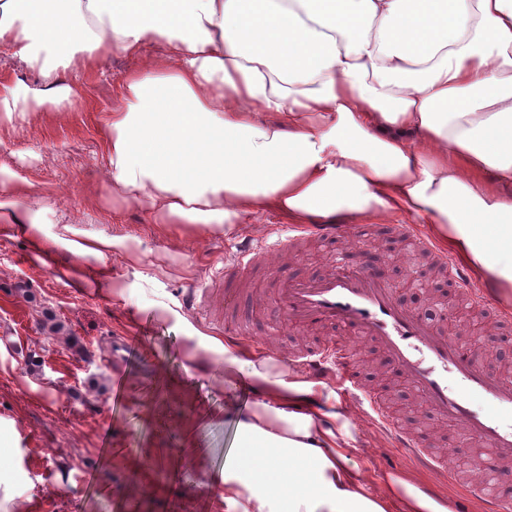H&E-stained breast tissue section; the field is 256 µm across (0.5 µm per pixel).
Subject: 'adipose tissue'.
Returning <instances> with one entry per match:
<instances>
[{"label": "adipose tissue", "instance_id": "adipose-tissue-1", "mask_svg": "<svg viewBox=\"0 0 512 512\" xmlns=\"http://www.w3.org/2000/svg\"><path fill=\"white\" fill-rule=\"evenodd\" d=\"M159 43L102 121L116 203L156 224L232 230L273 209L294 222L425 217L476 277L512 298V0H0V47L46 81L0 90V122L67 112L61 78ZM24 180L0 170V222L44 266L112 287L123 237L43 233ZM80 264H59V251ZM247 373L228 403L224 512H448L407 472L372 477L334 391L267 354L199 337Z\"/></svg>", "mask_w": 512, "mask_h": 512}]
</instances>
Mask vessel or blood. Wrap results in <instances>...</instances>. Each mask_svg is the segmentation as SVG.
Masks as SVG:
<instances>
[{
	"label": "vessel or blood",
	"instance_id": "1",
	"mask_svg": "<svg viewBox=\"0 0 512 512\" xmlns=\"http://www.w3.org/2000/svg\"><path fill=\"white\" fill-rule=\"evenodd\" d=\"M394 230L401 238L415 240L449 270L471 309L487 311L482 289L473 286L464 268L450 265L447 256L430 239L416 234L413 225L398 224ZM354 235L351 224H299L259 241L237 243L233 264L224 273V306L206 310V320L223 330L227 341H247L256 350H265L267 339L249 336L234 300L244 293L254 273L269 269V249L292 253L307 239L333 241ZM272 300L283 313L284 325L310 331L337 324L346 330V337H329L316 347L294 353L293 358L310 376L331 378L351 392L359 413L380 425L395 448L446 477L454 475L447 449L428 447L423 438L403 428L381 393L361 381L353 362L351 337H366L382 348L417 397L437 416L462 426L469 437L491 449L495 459L512 457V425L502 422L503 417H512V379L487 371L469 348L434 327L421 313L403 308L385 281L366 270L334 268L317 278L275 280ZM477 397L488 404V411L474 408ZM463 490L467 498L484 503L487 512H512V496L503 493L498 474L472 478Z\"/></svg>",
	"mask_w": 512,
	"mask_h": 512
}]
</instances>
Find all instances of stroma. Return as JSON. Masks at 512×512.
Instances as JSON below:
<instances>
[{"label": "stroma", "mask_w": 512, "mask_h": 512, "mask_svg": "<svg viewBox=\"0 0 512 512\" xmlns=\"http://www.w3.org/2000/svg\"><path fill=\"white\" fill-rule=\"evenodd\" d=\"M161 54L149 46L92 71H67L77 93L71 111L23 128L0 123V167L30 181L27 203L41 210L46 233L61 232L66 220L88 234L137 239L139 253L135 261L123 249L112 253L123 293L80 289L42 265L26 234L0 230V481L15 486L20 512H224L215 486L234 443L235 426L224 415L232 392L218 380L220 358L200 369L185 357L188 334L213 333L191 310L189 294L221 287L217 271L232 242L288 220L266 211L209 235L151 223L135 202L113 204L101 123L121 105L124 75ZM410 223L425 225L406 214L363 224L358 250L335 241L292 256L282 273L309 278L339 257L361 266L378 239L390 287L407 277L447 285L413 244L395 238L393 225ZM354 349L364 381L384 388L404 427L453 448L461 428L436 418L403 377H391L378 346L363 341ZM338 411L357 433V462L377 476L413 470L380 427L346 405Z\"/></svg>", "instance_id": "stroma-1"}]
</instances>
